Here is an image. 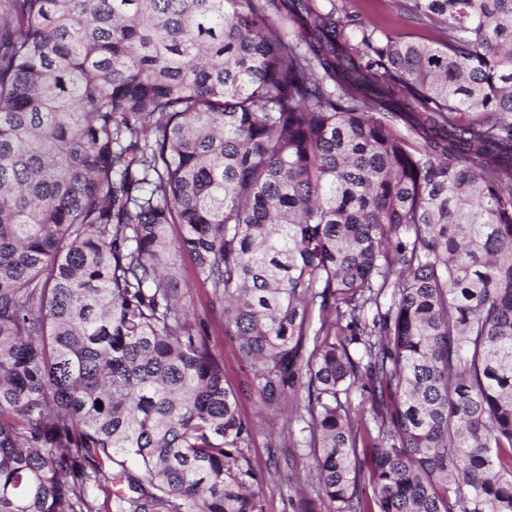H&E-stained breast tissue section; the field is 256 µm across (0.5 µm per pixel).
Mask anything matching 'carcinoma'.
<instances>
[{
  "label": "carcinoma",
  "mask_w": 512,
  "mask_h": 512,
  "mask_svg": "<svg viewBox=\"0 0 512 512\" xmlns=\"http://www.w3.org/2000/svg\"><path fill=\"white\" fill-rule=\"evenodd\" d=\"M403 2L0 0V512H263L184 255L297 512H512V0ZM342 14L356 25L377 28V32L391 36H409L429 44L440 41L437 31L403 12L396 0H334ZM180 288L188 289L191 298L190 311L195 316H207L211 345L223 358L224 380L239 397L240 409L255 426L254 440L244 452L251 464L264 475L256 487L263 512H294L300 498L301 486L297 482L310 484L312 474L303 456L302 448L288 447V433L282 432V418L286 414L274 412L262 406L254 393L243 394L249 372L239 352L235 336L224 328V319L212 314L208 292L196 279L193 265L188 257L178 262Z\"/></svg>",
  "instance_id": "cac0c4a2"
}]
</instances>
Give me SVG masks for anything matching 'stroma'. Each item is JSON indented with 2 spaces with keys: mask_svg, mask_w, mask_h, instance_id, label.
<instances>
[{
  "mask_svg": "<svg viewBox=\"0 0 512 512\" xmlns=\"http://www.w3.org/2000/svg\"><path fill=\"white\" fill-rule=\"evenodd\" d=\"M335 3L353 23L377 29L380 33L404 35L429 44L440 40L437 31L403 12L396 0H335ZM178 281L180 288L189 292L191 313L207 318L211 344L223 358L224 379L239 392L240 409L256 428L254 440L245 454L262 473L257 493L263 512H295L301 483L312 480L302 450L288 445L289 439H302L301 430L289 434L283 432L282 413L265 408L256 396L246 394L249 372L238 342L226 332L220 315L212 312L208 292L197 281L189 258H182L178 263Z\"/></svg>",
  "mask_w": 512,
  "mask_h": 512,
  "instance_id": "obj_1",
  "label": "stroma"
}]
</instances>
